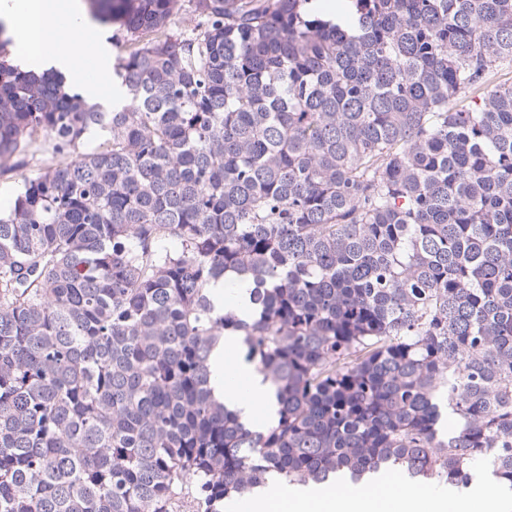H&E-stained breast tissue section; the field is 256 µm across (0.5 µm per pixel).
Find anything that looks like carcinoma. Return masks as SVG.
I'll return each mask as SVG.
<instances>
[{
	"instance_id": "cac0c4a2",
	"label": "carcinoma",
	"mask_w": 512,
	"mask_h": 512,
	"mask_svg": "<svg viewBox=\"0 0 512 512\" xmlns=\"http://www.w3.org/2000/svg\"><path fill=\"white\" fill-rule=\"evenodd\" d=\"M89 0L127 103L0 28V512L278 476L512 492V0ZM250 283V316L212 283ZM227 331L275 400L214 395Z\"/></svg>"
}]
</instances>
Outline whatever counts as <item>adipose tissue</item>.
Returning <instances> with one entry per match:
<instances>
[{
	"instance_id": "obj_1",
	"label": "adipose tissue",
	"mask_w": 512,
	"mask_h": 512,
	"mask_svg": "<svg viewBox=\"0 0 512 512\" xmlns=\"http://www.w3.org/2000/svg\"><path fill=\"white\" fill-rule=\"evenodd\" d=\"M0 23L12 39L17 60L26 69L42 73L56 68L89 99L99 97V84L88 76L90 69L108 70L111 48L102 27L88 13L83 0H0ZM64 30L65 42H51L56 30ZM238 334L228 332L210 359L216 395L242 419H271L269 389L254 379L248 396H240L231 375L242 370L234 355ZM246 512H500L503 498L492 485H483L465 495L452 489L433 490L377 478L366 487L336 489L322 484L269 482L245 496Z\"/></svg>"
}]
</instances>
